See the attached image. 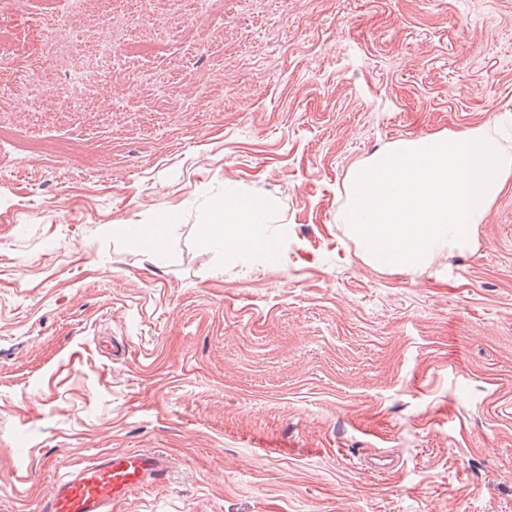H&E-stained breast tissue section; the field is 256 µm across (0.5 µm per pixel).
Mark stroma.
<instances>
[{"label":"stroma","mask_w":512,"mask_h":512,"mask_svg":"<svg viewBox=\"0 0 512 512\" xmlns=\"http://www.w3.org/2000/svg\"><path fill=\"white\" fill-rule=\"evenodd\" d=\"M0 11V512L127 451L168 476L112 512H512V183L413 274L339 219L396 139L512 136V0ZM228 182L278 199L277 265L205 242ZM166 225L127 224L124 225L126 237L135 244L141 245L150 238L155 244L159 240Z\"/></svg>","instance_id":"stroma-1"}]
</instances>
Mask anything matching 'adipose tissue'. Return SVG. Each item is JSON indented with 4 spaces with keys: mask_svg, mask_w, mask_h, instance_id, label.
Listing matches in <instances>:
<instances>
[{
    "mask_svg": "<svg viewBox=\"0 0 512 512\" xmlns=\"http://www.w3.org/2000/svg\"><path fill=\"white\" fill-rule=\"evenodd\" d=\"M277 209L275 197L246 193L235 185L224 187V205L205 226L207 244L225 256H240L265 250L266 226Z\"/></svg>",
    "mask_w": 512,
    "mask_h": 512,
    "instance_id": "adipose-tissue-1",
    "label": "adipose tissue"
}]
</instances>
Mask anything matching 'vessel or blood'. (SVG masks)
<instances>
[{
    "label": "vessel or blood",
    "instance_id": "obj_1",
    "mask_svg": "<svg viewBox=\"0 0 512 512\" xmlns=\"http://www.w3.org/2000/svg\"><path fill=\"white\" fill-rule=\"evenodd\" d=\"M164 457L144 452L109 453L63 474L41 512H112L114 501L132 491L162 482Z\"/></svg>",
    "mask_w": 512,
    "mask_h": 512
}]
</instances>
